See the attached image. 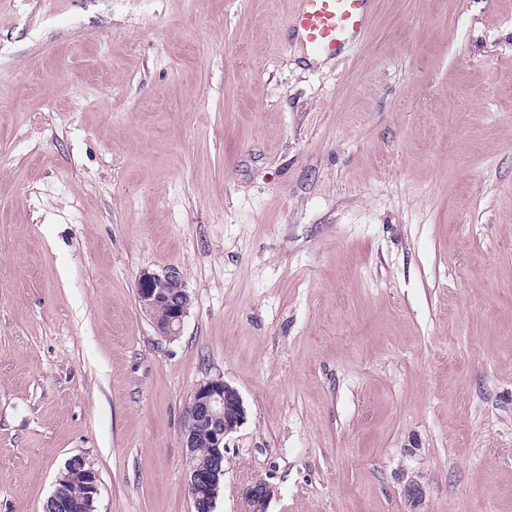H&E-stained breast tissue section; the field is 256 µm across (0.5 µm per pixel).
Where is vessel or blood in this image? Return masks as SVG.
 <instances>
[{
    "instance_id": "1",
    "label": "vessel or blood",
    "mask_w": 512,
    "mask_h": 512,
    "mask_svg": "<svg viewBox=\"0 0 512 512\" xmlns=\"http://www.w3.org/2000/svg\"><path fill=\"white\" fill-rule=\"evenodd\" d=\"M373 0H294L286 21L294 40L315 58L349 53L369 33Z\"/></svg>"
}]
</instances>
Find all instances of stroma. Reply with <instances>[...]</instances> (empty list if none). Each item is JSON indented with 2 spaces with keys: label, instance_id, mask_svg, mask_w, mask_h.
I'll use <instances>...</instances> for the list:
<instances>
[{
  "label": "stroma",
  "instance_id": "obj_1",
  "mask_svg": "<svg viewBox=\"0 0 512 512\" xmlns=\"http://www.w3.org/2000/svg\"><path fill=\"white\" fill-rule=\"evenodd\" d=\"M291 7L0 0V512L76 455L96 512H193L216 377L214 512H512V0H377L320 63ZM137 299L141 310L150 317L155 330L161 336H178L190 306L183 277L177 267L168 266L161 271L144 269L137 284ZM167 309L164 321L155 318V310ZM185 446L190 456L189 471L204 466L187 474L189 488L204 487L210 495L207 510L214 508L220 484L224 482V448L225 439L234 433L246 420V409L239 392L224 381L223 378H210L198 383L192 393L186 411ZM206 431L205 434L198 433ZM198 438V441H197ZM199 447V448H197ZM273 491L262 479L252 480L245 488L243 511L245 512H268L269 502Z\"/></svg>",
  "mask_w": 512,
  "mask_h": 512
}]
</instances>
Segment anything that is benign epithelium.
Listing matches in <instances>:
<instances>
[{"instance_id":"7a95c632","label":"benign epithelium","mask_w":512,"mask_h":512,"mask_svg":"<svg viewBox=\"0 0 512 512\" xmlns=\"http://www.w3.org/2000/svg\"><path fill=\"white\" fill-rule=\"evenodd\" d=\"M137 299L159 335L173 338L180 334L189 311L190 297L177 267L168 266L160 271L142 270L138 278ZM159 307L166 308L168 312L163 321L155 318V310ZM186 415L185 446L188 450L198 447L200 431H205L209 436V466L187 474V483L190 488L204 487L209 491L212 499L207 504V510L210 512L214 508L220 484L224 482L225 439L245 422L246 409L239 392L217 377L196 385ZM76 470L83 473L86 479L88 492L85 503L92 512L93 498L100 493L99 476L81 456H75L66 463V469L56 479L51 498L57 501L60 512L73 508L69 500L58 498V493L61 485L69 481L71 472ZM272 495L271 487L264 480H252L245 488L243 512H267Z\"/></svg>"}]
</instances>
